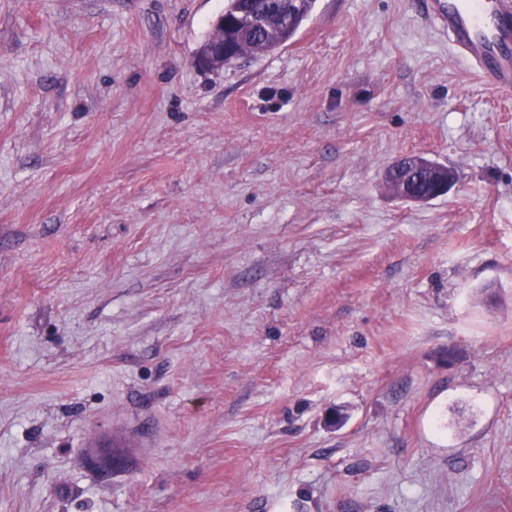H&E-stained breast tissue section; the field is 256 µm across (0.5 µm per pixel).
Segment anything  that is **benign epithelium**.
<instances>
[{
  "instance_id": "1",
  "label": "benign epithelium",
  "mask_w": 512,
  "mask_h": 512,
  "mask_svg": "<svg viewBox=\"0 0 512 512\" xmlns=\"http://www.w3.org/2000/svg\"><path fill=\"white\" fill-rule=\"evenodd\" d=\"M232 20L219 13L210 24L208 39L200 43L195 51L196 63L209 70L224 69V27ZM406 172L403 177L388 178L392 193L408 202H427L449 192L454 184V172L444 169L420 155L409 156L395 166L393 172Z\"/></svg>"
}]
</instances>
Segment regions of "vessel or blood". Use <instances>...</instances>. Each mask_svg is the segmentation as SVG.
Masks as SVG:
<instances>
[{
  "label": "vessel or blood",
  "instance_id": "b4317fda",
  "mask_svg": "<svg viewBox=\"0 0 512 512\" xmlns=\"http://www.w3.org/2000/svg\"><path fill=\"white\" fill-rule=\"evenodd\" d=\"M426 17L480 82L512 95V0H427Z\"/></svg>",
  "mask_w": 512,
  "mask_h": 512
}]
</instances>
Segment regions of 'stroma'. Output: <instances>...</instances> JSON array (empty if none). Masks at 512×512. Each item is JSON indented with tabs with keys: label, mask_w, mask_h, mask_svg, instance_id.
<instances>
[{
	"label": "stroma",
	"mask_w": 512,
	"mask_h": 512,
	"mask_svg": "<svg viewBox=\"0 0 512 512\" xmlns=\"http://www.w3.org/2000/svg\"><path fill=\"white\" fill-rule=\"evenodd\" d=\"M224 4L0 0V512H512V99L423 0L200 68ZM392 170L396 175L399 170L407 173L403 178H388L387 185L396 197L408 202H427L444 196L455 181L451 169L435 165L420 155H412L401 160Z\"/></svg>",
	"instance_id": "1"
}]
</instances>
